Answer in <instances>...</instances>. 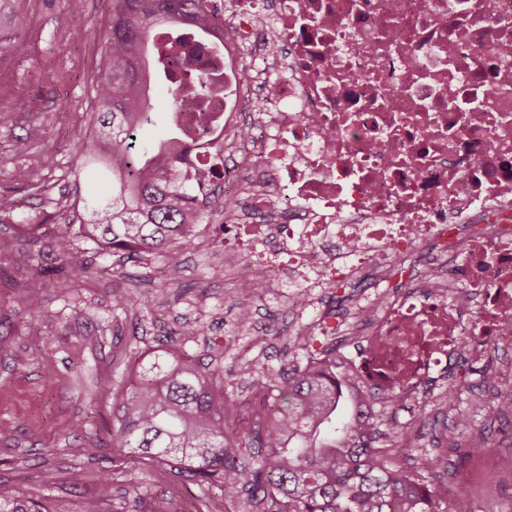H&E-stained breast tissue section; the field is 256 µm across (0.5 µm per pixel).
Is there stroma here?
Wrapping results in <instances>:
<instances>
[{
  "label": "stroma",
  "instance_id": "35a3bbf8",
  "mask_svg": "<svg viewBox=\"0 0 512 512\" xmlns=\"http://www.w3.org/2000/svg\"><path fill=\"white\" fill-rule=\"evenodd\" d=\"M30 17L24 55L9 47L11 32L0 29V164L11 156L13 137L27 134L55 148L59 191L72 194L77 162L66 145L90 98L92 63L98 62L105 36L109 0H14ZM83 15L87 25L74 33L72 22ZM26 96L29 111L13 108ZM206 250L189 242L175 256L159 255L134 264L102 257L76 242L75 258L89 272L73 277L62 270L49 239L34 246L19 240L14 228L0 224V498L19 495L43 501L52 512H229L230 502L216 487H199L168 468L149 464L117 465L105 422L112 419L116 393L127 387L136 362L173 338L186 322L206 333L185 339V351L208 362L211 348L223 344L225 330L239 309L231 301L237 285L224 274V234L214 225L198 227ZM46 270V285L30 292L26 281ZM271 292L250 303L266 323L306 333L312 314H289L285 300L294 289L286 276ZM138 295L141 308L128 312L125 301ZM259 359L268 367L302 365L306 351H289L285 339L265 345L245 337L236 351L225 353L235 367L232 391L251 396V378L238 371L241 359ZM467 415L466 431L455 428L456 413ZM456 413L429 405L379 409L374 421L381 440L396 427L412 424V442L395 453L406 464L421 466L424 458L447 461L450 443L466 446L484 441L487 456L473 455L458 468L470 472L467 493L478 512H512V415L476 407L463 397ZM97 444L96 456L85 453ZM55 478L44 483V471ZM109 477L112 498L100 502L97 488Z\"/></svg>",
  "mask_w": 512,
  "mask_h": 512
}]
</instances>
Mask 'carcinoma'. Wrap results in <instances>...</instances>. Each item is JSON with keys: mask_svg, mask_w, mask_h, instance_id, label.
I'll return each mask as SVG.
<instances>
[{"mask_svg": "<svg viewBox=\"0 0 512 512\" xmlns=\"http://www.w3.org/2000/svg\"><path fill=\"white\" fill-rule=\"evenodd\" d=\"M4 2L0 22L13 32L10 48L20 52L29 18L18 9L3 14ZM110 3L90 105L68 144L105 203L92 206L78 197L65 202L55 195L56 159L36 152L35 139L26 137L14 140L11 161L30 166L22 190L40 197L42 205L21 215L0 207V224L14 225L21 240L36 245L51 235L57 257L74 277L88 272L72 261L78 238L99 254L140 263L176 254L213 216L224 229V202L215 194L224 179L220 146L205 173L187 168L181 145L186 133L176 130L170 112L167 135L138 141L155 122L154 88L145 78L146 68L154 71L162 63L154 37L173 25L197 35L217 21L216 6L211 0ZM211 86L210 75L200 71L164 90L172 106L191 110ZM210 357L204 368L172 340L155 348L113 400L110 446L197 483L219 485L224 498L248 512H477L465 491L442 493L391 449L375 447L373 425L360 419L361 408L341 420L351 386L336 371V348L310 355L291 372L246 366L254 375L255 404L248 411L229 391L233 372L224 367V349ZM0 512L48 510L16 497L0 504Z\"/></svg>", "mask_w": 512, "mask_h": 512, "instance_id": "carcinoma-1", "label": "carcinoma"}]
</instances>
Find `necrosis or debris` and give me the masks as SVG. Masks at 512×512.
I'll return each mask as SVG.
<instances>
[{"label":"necrosis or debris","instance_id":"necrosis-or-debris-1","mask_svg":"<svg viewBox=\"0 0 512 512\" xmlns=\"http://www.w3.org/2000/svg\"><path fill=\"white\" fill-rule=\"evenodd\" d=\"M203 38L167 67L218 71L225 265L287 271L298 311L356 289L309 333L361 344L337 364L379 406L489 341L507 357L473 395L512 408V0H225Z\"/></svg>","mask_w":512,"mask_h":512}]
</instances>
